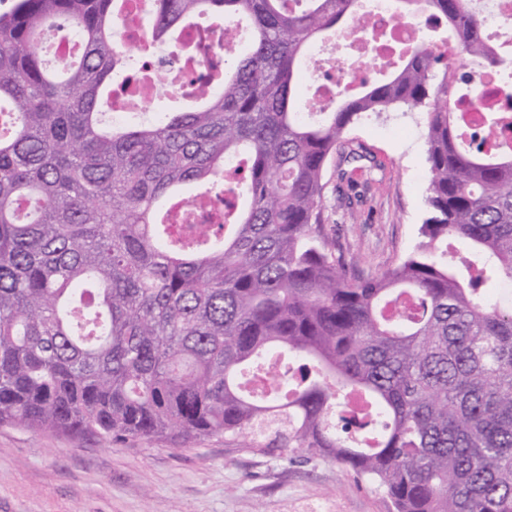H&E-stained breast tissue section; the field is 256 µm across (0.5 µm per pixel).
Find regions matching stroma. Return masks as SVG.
<instances>
[{
	"label": "stroma",
	"mask_w": 512,
	"mask_h": 512,
	"mask_svg": "<svg viewBox=\"0 0 512 512\" xmlns=\"http://www.w3.org/2000/svg\"><path fill=\"white\" fill-rule=\"evenodd\" d=\"M362 171L331 157L324 222L346 260L378 274L419 240L429 184L419 111L370 114L347 134ZM354 172L356 185L341 179ZM0 512H392L386 496L327 459L270 455L215 435L108 442L0 426Z\"/></svg>",
	"instance_id": "35a3bbf8"
}]
</instances>
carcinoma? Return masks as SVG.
<instances>
[{
	"label": "carcinoma",
	"mask_w": 512,
	"mask_h": 512,
	"mask_svg": "<svg viewBox=\"0 0 512 512\" xmlns=\"http://www.w3.org/2000/svg\"><path fill=\"white\" fill-rule=\"evenodd\" d=\"M122 0H11L0 12V425L109 441L244 438L303 449L393 512H512V112L432 41L319 112L306 52L369 31L359 0H153L151 36L246 23L186 112L114 123ZM489 67L468 0H397ZM48 31L75 32L62 64ZM484 127L458 106L460 90ZM424 114L430 181L414 249L379 275L323 224L327 161L366 115ZM238 162L229 171L226 164ZM195 184L232 203L170 221ZM469 242L460 253L457 239Z\"/></svg>",
	"instance_id": "carcinoma-1"
}]
</instances>
